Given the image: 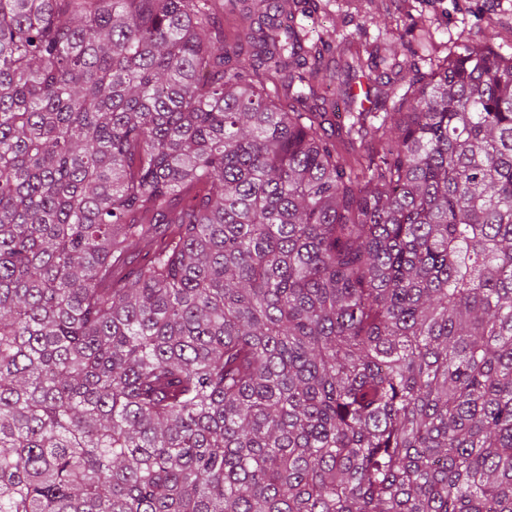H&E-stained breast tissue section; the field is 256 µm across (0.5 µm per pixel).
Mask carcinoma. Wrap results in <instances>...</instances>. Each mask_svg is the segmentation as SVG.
Returning a JSON list of instances; mask_svg holds the SVG:
<instances>
[{"mask_svg":"<svg viewBox=\"0 0 512 512\" xmlns=\"http://www.w3.org/2000/svg\"><path fill=\"white\" fill-rule=\"evenodd\" d=\"M240 2L0 0V512H512V52Z\"/></svg>","mask_w":512,"mask_h":512,"instance_id":"1","label":"carcinoma"}]
</instances>
